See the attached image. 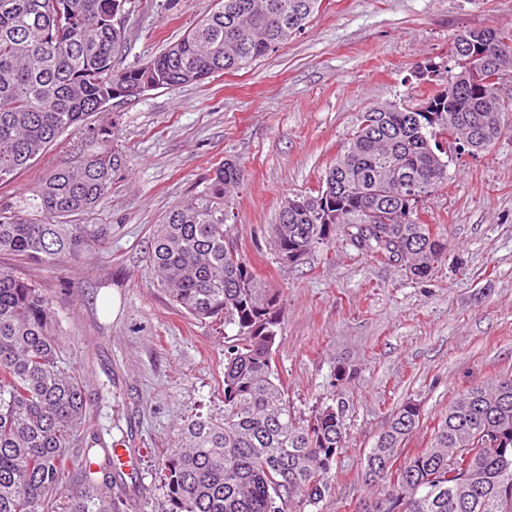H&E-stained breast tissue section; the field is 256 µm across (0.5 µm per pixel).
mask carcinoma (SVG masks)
Here are the masks:
<instances>
[{"label":"carcinoma","mask_w":512,"mask_h":512,"mask_svg":"<svg viewBox=\"0 0 512 512\" xmlns=\"http://www.w3.org/2000/svg\"><path fill=\"white\" fill-rule=\"evenodd\" d=\"M128 0H0V184L41 158L64 133L82 131V160L54 168L26 206L0 203V254L50 267L77 265L112 238L110 224L75 217L104 202L128 169L117 122L90 127L92 113L130 91L198 83L240 69L301 32L321 0H218L176 43L142 65L116 67L126 30L113 16ZM463 52L444 67L445 86L426 112L373 107L317 194L293 196L288 221L272 225V246L290 265L341 236L361 254L421 279L435 271L447 240L420 221L417 206L448 183V155L437 135L453 123L469 137L477 127L497 141L512 99L487 83V70L512 64V30H469ZM244 171L226 159L202 188L156 225L148 273L189 317L224 319V414L176 429L162 458L166 512H304L333 490L344 448L343 410L295 414L273 368L282 322L279 295L259 284L249 261L228 241L226 221ZM54 300L0 266V512H52L64 491L66 463L80 488L65 512H115L112 449L100 473L70 454L95 426L83 373L59 354ZM422 422L406 401L380 429L364 462L377 493L355 512H512V376L460 393L434 424L429 443L408 447Z\"/></svg>","instance_id":"carcinoma-1"}]
</instances>
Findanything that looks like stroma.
Wrapping results in <instances>:
<instances>
[{
  "instance_id": "obj_1",
  "label": "stroma",
  "mask_w": 512,
  "mask_h": 512,
  "mask_svg": "<svg viewBox=\"0 0 512 512\" xmlns=\"http://www.w3.org/2000/svg\"><path fill=\"white\" fill-rule=\"evenodd\" d=\"M213 6L175 0L160 11L132 0L122 65L148 61ZM489 26L512 28V0H324L301 33L245 68L113 100L107 115L130 167L81 218L111 225L110 242L71 267L7 256L0 265L52 295L64 363L91 392L110 388L111 443L136 455L132 471L112 473L119 512H165L160 461L175 426L224 410L223 322L186 318L145 262L154 225L224 158L244 170L229 237L283 300L275 365L285 395L305 416L335 397L347 408L335 489L306 512H354L370 492L365 457L396 406L420 405L412 445L421 448L460 391L512 373V117L489 150L457 156L447 186L426 199L425 222L448 240L431 278L341 241L299 265L280 263L269 245L284 198L317 190L362 112L423 106L437 84L418 65H447L453 34ZM80 158V133H65L0 185V199L25 203L43 173Z\"/></svg>"
}]
</instances>
